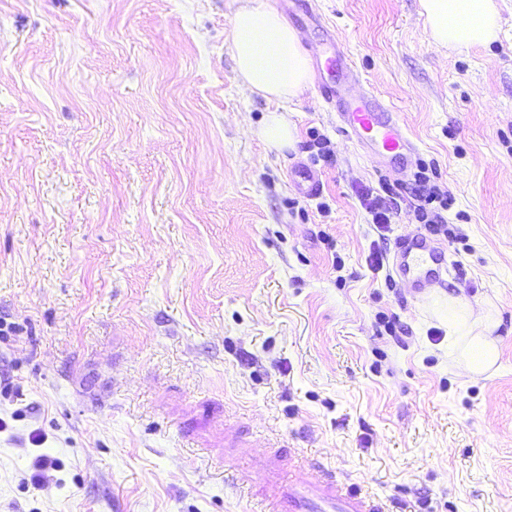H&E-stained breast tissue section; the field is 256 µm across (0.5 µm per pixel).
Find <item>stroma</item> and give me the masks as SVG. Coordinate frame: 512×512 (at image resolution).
Listing matches in <instances>:
<instances>
[{"label":"stroma","mask_w":512,"mask_h":512,"mask_svg":"<svg viewBox=\"0 0 512 512\" xmlns=\"http://www.w3.org/2000/svg\"><path fill=\"white\" fill-rule=\"evenodd\" d=\"M263 2L340 41L435 168L447 287L373 269L425 227L363 200L414 171H376L317 87L292 145L259 137L240 0H0V512H253L267 453L393 512H512V0L461 51L420 0ZM471 312L486 381L448 368ZM296 189L305 197L316 195L320 189V179L316 171L304 165H297L293 171Z\"/></svg>","instance_id":"obj_1"}]
</instances>
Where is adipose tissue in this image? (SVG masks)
<instances>
[{
  "mask_svg": "<svg viewBox=\"0 0 512 512\" xmlns=\"http://www.w3.org/2000/svg\"><path fill=\"white\" fill-rule=\"evenodd\" d=\"M429 35L441 47L466 48L492 41L498 29L494 0H421ZM230 50L238 79L253 94L277 103L259 135L272 148L292 140V128L282 108L308 89L312 70L299 32L278 11L262 0H244L233 13ZM468 356L457 368L464 376L489 378L498 360V349L484 336L481 315L467 327Z\"/></svg>",
  "mask_w": 512,
  "mask_h": 512,
  "instance_id": "ef3b65f1",
  "label": "adipose tissue"
}]
</instances>
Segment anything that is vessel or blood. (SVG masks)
I'll return each mask as SVG.
<instances>
[{
  "mask_svg": "<svg viewBox=\"0 0 512 512\" xmlns=\"http://www.w3.org/2000/svg\"><path fill=\"white\" fill-rule=\"evenodd\" d=\"M328 62L336 69V80L320 83L324 100L335 108L343 129L366 153H378L394 161L407 162L417 148L398 115L373 92L348 96L341 85L353 79L354 70L346 52L331 43ZM296 189L311 197L320 189L316 171L298 165L293 171ZM444 252L429 239L411 236L400 241L393 256V269L415 293L447 287L442 274L446 268ZM302 478L281 481L273 478L266 493L256 501L259 512H386L385 504L374 495L346 487L335 475L311 461L298 462Z\"/></svg>",
  "mask_w": 512,
  "mask_h": 512,
  "instance_id": "b4317fda",
  "label": "vessel or blood"
}]
</instances>
